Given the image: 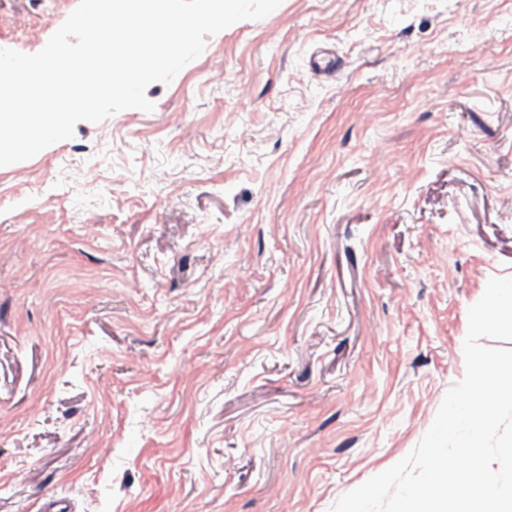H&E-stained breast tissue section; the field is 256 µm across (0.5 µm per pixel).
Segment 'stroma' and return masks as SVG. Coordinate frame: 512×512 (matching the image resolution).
Listing matches in <instances>:
<instances>
[{"instance_id": "obj_1", "label": "stroma", "mask_w": 512, "mask_h": 512, "mask_svg": "<svg viewBox=\"0 0 512 512\" xmlns=\"http://www.w3.org/2000/svg\"><path fill=\"white\" fill-rule=\"evenodd\" d=\"M146 96L0 167V512H332L512 278V0H282Z\"/></svg>"}]
</instances>
